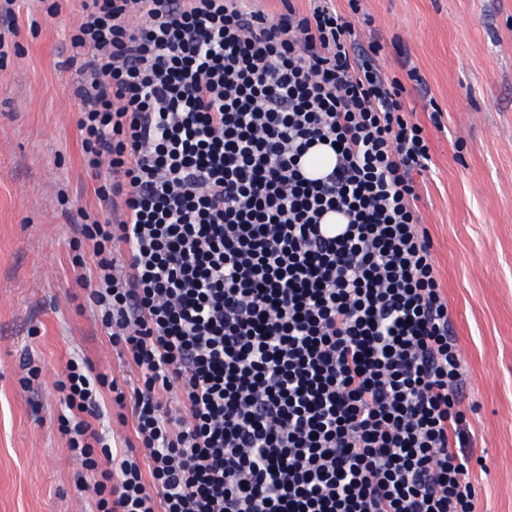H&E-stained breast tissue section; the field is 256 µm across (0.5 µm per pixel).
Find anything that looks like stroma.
I'll use <instances>...</instances> for the list:
<instances>
[{
  "label": "stroma",
  "mask_w": 512,
  "mask_h": 512,
  "mask_svg": "<svg viewBox=\"0 0 512 512\" xmlns=\"http://www.w3.org/2000/svg\"><path fill=\"white\" fill-rule=\"evenodd\" d=\"M335 3L361 44L381 45V66L404 79V104L427 128L431 160L413 178L464 363L469 478L478 512H512V0H361L355 15ZM13 9L19 52L0 59V512H89L55 383L73 357L121 382L137 372L82 282L92 248L76 241L77 210L107 207L77 127L70 36L82 0Z\"/></svg>",
  "instance_id": "obj_1"
}]
</instances>
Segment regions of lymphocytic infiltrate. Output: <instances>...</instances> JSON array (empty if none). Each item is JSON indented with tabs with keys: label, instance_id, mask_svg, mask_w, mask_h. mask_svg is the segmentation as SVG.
I'll list each match as a JSON object with an SVG mask.
<instances>
[{
	"label": "lymphocytic infiltrate",
	"instance_id": "lymphocytic-infiltrate-1",
	"mask_svg": "<svg viewBox=\"0 0 512 512\" xmlns=\"http://www.w3.org/2000/svg\"><path fill=\"white\" fill-rule=\"evenodd\" d=\"M309 2L85 0L78 128L109 202L79 212L85 287L138 373L57 382L94 512H477L412 177L429 139L379 45ZM317 144L335 164L311 178ZM106 390L135 419L118 454Z\"/></svg>",
	"mask_w": 512,
	"mask_h": 512
}]
</instances>
